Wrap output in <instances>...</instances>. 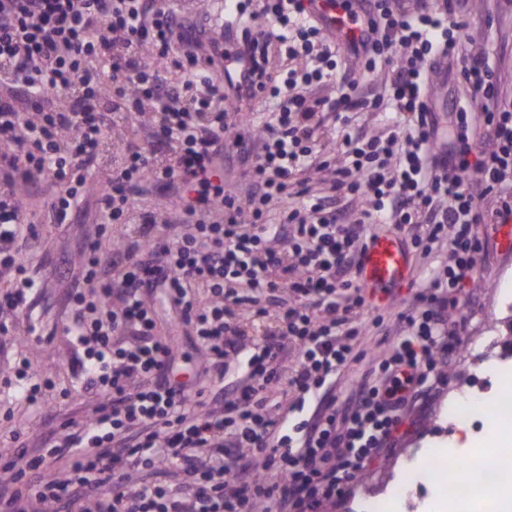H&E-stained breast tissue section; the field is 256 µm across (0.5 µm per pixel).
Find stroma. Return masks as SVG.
<instances>
[{
	"mask_svg": "<svg viewBox=\"0 0 512 512\" xmlns=\"http://www.w3.org/2000/svg\"><path fill=\"white\" fill-rule=\"evenodd\" d=\"M469 32L478 45L493 43L499 55L498 68L504 93H512V11L504 9L501 0H469ZM103 181L94 175L82 207L84 218L75 224H53L47 216L38 215L33 242L21 247L22 259L39 268L40 288L34 297L31 312H4L9 334H0V383L19 361H26L31 372L52 370L55 386L46 392L41 406L28 405L16 394H0V453L12 446L11 435L23 430L36 438L54 428L65 416L80 410L86 398L75 378L73 347L63 334L65 318L71 304L72 290L60 270L74 259L96 222L94 203ZM482 247L476 255L475 270L465 287L453 292L457 300L450 313L464 320L466 329L453 352L437 361L440 382L429 387L406 411L407 431L392 448L374 457L365 469L347 486L342 496L324 501L318 512H354L356 504L378 495L396 481H409L407 460L412 449L430 445L448 410V388L453 383L470 379L464 358L473 337L496 328L499 297L495 285L501 275L512 276V250L498 244V227L479 225ZM448 260V242H435L429 252L412 253L411 278L400 297L381 308L354 310L351 318L366 323L359 347L363 358L351 364L336 381V399L344 401L358 394L367 377L373 376L390 357L394 346L410 333L409 316L420 307L417 294L429 287L436 270ZM38 318L44 333L27 335L30 318Z\"/></svg>",
	"mask_w": 512,
	"mask_h": 512,
	"instance_id": "obj_1",
	"label": "stroma"
}]
</instances>
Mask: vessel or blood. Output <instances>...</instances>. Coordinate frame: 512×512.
<instances>
[{"mask_svg":"<svg viewBox=\"0 0 512 512\" xmlns=\"http://www.w3.org/2000/svg\"><path fill=\"white\" fill-rule=\"evenodd\" d=\"M410 258L404 238L396 232H376L368 241L358 281L372 306L395 300L410 279Z\"/></svg>","mask_w":512,"mask_h":512,"instance_id":"1","label":"vessel or blood"}]
</instances>
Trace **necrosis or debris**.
<instances>
[{"mask_svg":"<svg viewBox=\"0 0 512 512\" xmlns=\"http://www.w3.org/2000/svg\"><path fill=\"white\" fill-rule=\"evenodd\" d=\"M471 369V382L448 392V431H469L479 441L488 437L496 440L500 447L498 464L476 474L487 496L469 502L473 512H504L505 502L512 500V388L506 384L512 378V343L486 337L473 357ZM411 461L412 483H394L387 496L365 503L364 512H384L390 504L414 512L421 489L450 502L468 500L466 489H449L442 478L446 467H466L464 458L443 448H418Z\"/></svg>","mask_w":512,"mask_h":512,"instance_id":"1","label":"necrosis or debris"}]
</instances>
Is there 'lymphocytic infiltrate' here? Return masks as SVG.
<instances>
[{
    "instance_id": "1",
    "label": "lymphocytic infiltrate",
    "mask_w": 512,
    "mask_h": 512,
    "mask_svg": "<svg viewBox=\"0 0 512 512\" xmlns=\"http://www.w3.org/2000/svg\"><path fill=\"white\" fill-rule=\"evenodd\" d=\"M342 8L353 27L331 35L303 0H238L224 21L255 64L253 93L225 81L220 41L176 0H0V268L14 274L0 298L14 311L33 301L36 274L21 258L26 199L51 197L50 220L69 223L110 148L98 213L128 227L109 246L85 242L74 261L65 333L89 408L35 443L13 433L0 455V512H317L398 440L437 352L464 328L447 321L443 292L472 272L475 225L512 222V98L489 51L462 47L466 0ZM376 71L385 82L372 95L359 79ZM332 80L335 98L320 97ZM448 84L458 101L443 119L437 91ZM258 94L275 109L241 132L229 107ZM387 111L389 132L346 131L343 162L322 156L326 113ZM141 112L149 127L135 140ZM230 153L247 180L242 196L224 186ZM150 187L175 208H141ZM360 224L427 225L412 246L445 238L449 257L408 319L411 337L340 410L319 397L357 360L365 331L335 322L341 292L351 308L365 305ZM164 312L206 350L198 375L213 384L244 342L237 318L270 323L239 399L210 405L170 379ZM283 382L292 408L315 405L296 441L266 397ZM228 443L241 451L235 474ZM158 463L173 464L180 482L138 480Z\"/></svg>"
}]
</instances>
